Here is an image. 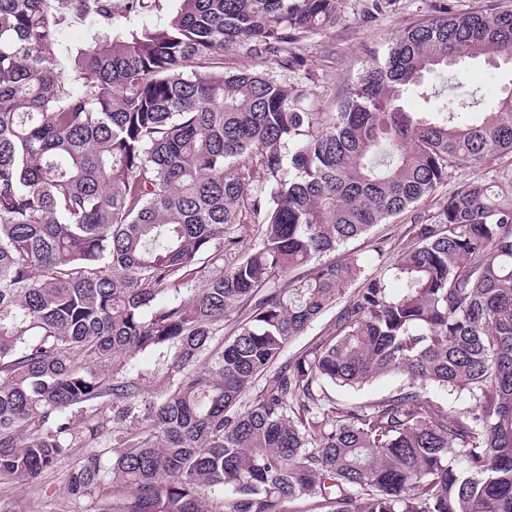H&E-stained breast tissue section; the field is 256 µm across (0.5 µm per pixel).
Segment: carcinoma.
<instances>
[{"instance_id":"carcinoma-1","label":"carcinoma","mask_w":512,"mask_h":512,"mask_svg":"<svg viewBox=\"0 0 512 512\" xmlns=\"http://www.w3.org/2000/svg\"><path fill=\"white\" fill-rule=\"evenodd\" d=\"M50 2L0 0V479L59 464L73 409L110 400L117 446L67 475L77 499L127 491L99 512H512V180L442 195L383 277L319 261L512 153V83L482 112L428 85L511 61L512 10L413 25L339 111L308 112L224 47L300 70L341 0H175L150 23L151 0H57L87 32L68 74ZM145 351L168 381L150 398ZM389 375L404 388L371 404L325 392ZM337 308L332 309L331 311L324 314L321 318H319L315 323H313L303 335L298 336L291 340L280 359L277 361V364L285 361L289 357L295 355L298 351H300L304 346H308L309 344L315 342L318 338H321L327 334V330L332 323V318L336 314Z\"/></svg>"}]
</instances>
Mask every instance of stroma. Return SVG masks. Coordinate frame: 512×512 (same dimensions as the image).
Returning a JSON list of instances; mask_svg holds the SVG:
<instances>
[{
	"mask_svg": "<svg viewBox=\"0 0 512 512\" xmlns=\"http://www.w3.org/2000/svg\"><path fill=\"white\" fill-rule=\"evenodd\" d=\"M496 6L511 9L512 0H388L378 12L369 10L368 0H343V9L336 23L297 44L296 51L305 62L299 74L284 72L272 63H263L247 57L237 48L224 52V61L232 69H263L283 83H303L309 94L313 111L333 112L372 65L383 58L395 37L420 20L439 16L442 9L469 11ZM512 80V68L489 65L485 59L467 62L460 75H435L430 79L436 87L448 92L477 93L483 102L495 101L501 87ZM414 214H404L388 224L376 225L368 234L350 241L335 252L330 260L341 262L349 256H358L366 273L385 272L387 262L393 261L411 242L409 228ZM384 246L386 254L377 257L376 246ZM402 385L397 376L380 378L364 387L327 386L326 391L337 403L364 405L395 393ZM112 414L110 404L97 408H76L74 427L83 431L86 425L102 423V432L95 446H87L83 438H76L69 461L83 458L89 449H108L112 446V428L107 420ZM67 464H59L45 471L35 483L5 480L0 482V512H95L94 497L74 500L67 492L65 471Z\"/></svg>",
	"mask_w": 512,
	"mask_h": 512,
	"instance_id": "obj_1",
	"label": "stroma"
}]
</instances>
